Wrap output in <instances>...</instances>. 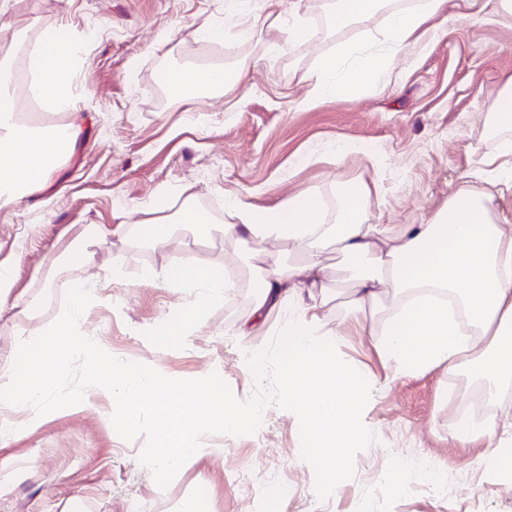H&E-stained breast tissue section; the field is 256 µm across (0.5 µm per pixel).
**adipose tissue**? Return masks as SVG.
Segmentation results:
<instances>
[{
    "label": "adipose tissue",
    "mask_w": 512,
    "mask_h": 512,
    "mask_svg": "<svg viewBox=\"0 0 512 512\" xmlns=\"http://www.w3.org/2000/svg\"><path fill=\"white\" fill-rule=\"evenodd\" d=\"M303 0H226L227 15L242 19L243 37L256 27L289 13L300 31ZM481 12L480 0H415L409 7L386 8L385 0H324L331 29L355 25L375 15L386 16L385 37L391 54H367L349 46L341 57L327 56L307 74L311 94L306 106L331 96H350L381 80L391 55L425 46L428 35L447 23L458 8ZM78 47L55 31L44 32L29 58V69L42 95L66 103ZM249 68L169 69L160 80L171 95L191 88L229 90L243 84ZM14 67L0 59V202L9 203L47 185L53 164L69 159L86 134L79 119L47 131L19 121L20 105L11 92ZM512 190V139L502 140L495 156L449 194L447 203L427 224H408L400 231L370 221L372 189L363 184L337 199L336 220L328 222L314 191L289 196L271 207L244 198L226 199L228 222L207 223L192 207L180 221L194 225L210 240L253 244V270L260 272L251 297L252 323L237 327L251 336L253 323L272 311L283 315L275 351L251 349L252 357L273 358L288 410L300 427L298 453L318 466L325 491L342 476L348 449L368 444L366 423L369 380L358 367L341 363L336 354L339 328L318 315L334 301L323 262L327 247L341 252L352 286L344 303L345 320L363 326L379 355L397 373L414 376L437 368L455 374L475 367L486 389L497 394L512 384V225L495 219L498 199ZM117 238L112 277L158 288H187L191 295L165 325L169 345L183 344L211 308L236 288L241 268L236 260L203 264L188 258L161 269L129 267L127 254L144 244L168 250L177 242L172 225L119 224L111 229L82 227L63 254L70 264L86 268L55 322L29 330L9 353L19 370L0 373V491H7L24 472V464L6 449L32 434L56 408L78 411L98 398L111 399L124 426L153 424L155 443L142 461L152 471L171 475L209 454L207 436L254 429L261 408L252 402L227 407L222 380L208 376L179 381L147 362L129 365L104 345L78 332L100 286L92 274L93 249ZM287 243L293 254L284 263L266 248ZM82 360L85 380L64 397L54 398L51 370L59 363ZM512 438V419L484 423L463 431L449 425V440L467 445L486 442L482 467H495L502 437Z\"/></svg>",
    "instance_id": "ef3b65f1"
}]
</instances>
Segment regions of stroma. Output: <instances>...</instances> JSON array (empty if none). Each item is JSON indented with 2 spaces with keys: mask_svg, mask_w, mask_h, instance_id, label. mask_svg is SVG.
<instances>
[{
  "mask_svg": "<svg viewBox=\"0 0 512 512\" xmlns=\"http://www.w3.org/2000/svg\"><path fill=\"white\" fill-rule=\"evenodd\" d=\"M224 22V0H11L0 16V30L10 35L0 57L9 56L15 69L27 70L44 30L84 44L71 93L86 138L49 188L0 207V259L21 252L14 291L31 300L38 320L54 317L81 275L61 257L77 229L152 221L158 190L168 192L172 211L190 195L198 210L221 221L225 194L270 206L312 188L331 219L337 190L367 183L377 188L372 223L397 229L429 223L449 190L498 146L483 124L512 77V17L495 6L476 20L452 17L425 49L397 54L386 82L307 108L304 73L347 41L379 36L384 15L331 36L311 12L298 37L264 30L248 41L205 40L197 33L200 25ZM270 39L281 49L268 56ZM242 63L250 66L248 79L227 93L191 89L179 99L158 98L163 70ZM252 293L242 284L231 304L216 306L172 348L163 343L161 324L185 293L102 284L82 335L178 378L218 373L226 400L259 403L263 423L210 435L211 455L161 479L141 461L152 443L149 424L113 428L108 400L56 411L8 448L23 459L27 476L6 493V512H129L137 501L156 512H178L193 501L199 512H512V473L485 474L477 465L484 441L448 442L454 375L439 368L396 376L356 325L343 329L339 348L373 382L371 440L347 452L340 481L324 495L316 466L296 452L298 429L277 369L240 367L238 339L224 333L249 318ZM421 456L449 481H468L467 490H425ZM397 471L407 484L401 495L392 491ZM268 473L291 486L288 498L246 497L241 476Z\"/></svg>",
  "mask_w": 512,
  "mask_h": 512,
  "instance_id": "stroma-1",
  "label": "stroma"
}]
</instances>
